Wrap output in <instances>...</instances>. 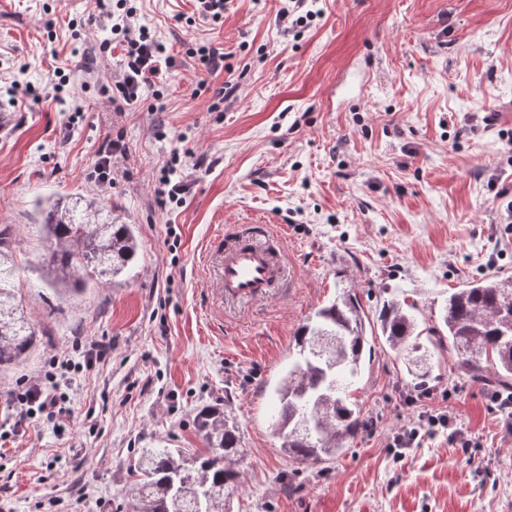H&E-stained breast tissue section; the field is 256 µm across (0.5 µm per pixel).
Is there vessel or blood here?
I'll list each match as a JSON object with an SVG mask.
<instances>
[{
    "instance_id": "1",
    "label": "vessel or blood",
    "mask_w": 512,
    "mask_h": 512,
    "mask_svg": "<svg viewBox=\"0 0 512 512\" xmlns=\"http://www.w3.org/2000/svg\"><path fill=\"white\" fill-rule=\"evenodd\" d=\"M281 271L279 250L258 243L253 230L245 229L224 241L216 290L231 299L261 298L279 279Z\"/></svg>"
}]
</instances>
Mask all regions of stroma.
I'll return each instance as SVG.
<instances>
[{"label":"stroma","instance_id":"1","mask_svg":"<svg viewBox=\"0 0 512 512\" xmlns=\"http://www.w3.org/2000/svg\"><path fill=\"white\" fill-rule=\"evenodd\" d=\"M282 0H228L219 24L187 26L194 0H137L134 25L177 63L155 77L159 101L118 112L105 0H0V85L32 93L0 138V226L14 240L20 309L37 344L0 369V512H130L142 449L203 451L196 413L236 418L243 457L232 512H512V430L481 386L448 375L411 402L397 355L375 338L353 395L371 425L338 458L303 466L270 432L271 388L309 317L350 287L369 321L383 299L422 314L461 282L512 276V0H319L289 29ZM86 24L73 41L69 20ZM210 42L224 66L219 111L197 92L188 51ZM68 63L84 118L64 134L53 70ZM121 136L110 188L88 179L105 137ZM182 156L180 205L160 209L155 176ZM94 198L138 228L129 278L56 294L41 277L37 198ZM281 235L286 274L263 300L220 302L210 241L242 225ZM108 346L86 363L76 339ZM55 355L79 363L59 390L60 425H14L13 393ZM451 406L475 445L447 434L395 456L391 436L427 407Z\"/></svg>","mask_w":512,"mask_h":512}]
</instances>
